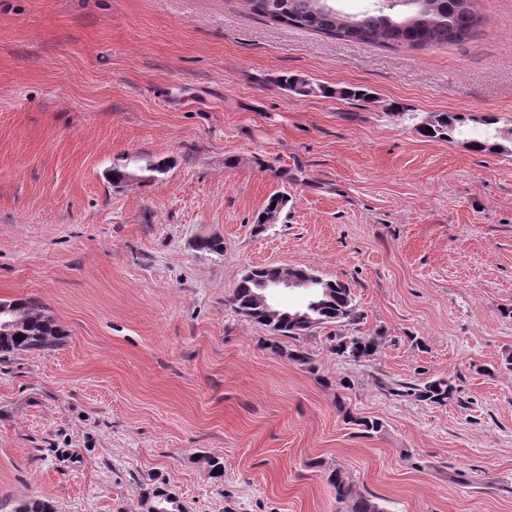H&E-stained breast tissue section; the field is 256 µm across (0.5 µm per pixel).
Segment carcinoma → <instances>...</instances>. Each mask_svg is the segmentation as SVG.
I'll use <instances>...</instances> for the list:
<instances>
[{
    "instance_id": "cac0c4a2",
    "label": "carcinoma",
    "mask_w": 512,
    "mask_h": 512,
    "mask_svg": "<svg viewBox=\"0 0 512 512\" xmlns=\"http://www.w3.org/2000/svg\"><path fill=\"white\" fill-rule=\"evenodd\" d=\"M334 0H245L249 10L270 22L293 28L312 30L328 38L353 43L384 44L393 47L426 49L440 44L461 43L469 40L480 26L482 18L474 9L475 0H379V5L359 16H348L333 6ZM284 89L299 96L328 89L303 77L291 75L280 78ZM465 117L460 114L441 112L432 114L422 122L419 133L430 139L447 141L460 132ZM432 132H427V129ZM477 152H506L508 146L498 141V136L486 133L472 141ZM255 283L241 278L234 296V310L264 326L270 332L295 339L320 325L342 320L354 321L355 311L351 289L339 282L316 285L317 309L311 312L314 324L296 318V309L288 308L281 313L289 315L279 319L255 303ZM12 310V331L0 334V359L18 353H35L53 347L63 329L48 314L40 299L29 296L6 300ZM330 350L341 356L359 359L376 353L378 342L372 336H334L330 338ZM275 355L305 364L308 357L298 351H290L273 340L265 345ZM399 396H414L422 401L442 403L448 399L450 386L445 380L432 381L421 388L406 383L394 389ZM328 483L336 491V499L345 504L347 512H383L373 500L356 493L351 482L340 469L331 471ZM14 512H55L54 505L46 500L30 499L20 502Z\"/></svg>"
}]
</instances>
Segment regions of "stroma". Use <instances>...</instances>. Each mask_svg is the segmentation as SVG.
Masks as SVG:
<instances>
[{"instance_id": "obj_1", "label": "stroma", "mask_w": 512, "mask_h": 512, "mask_svg": "<svg viewBox=\"0 0 512 512\" xmlns=\"http://www.w3.org/2000/svg\"><path fill=\"white\" fill-rule=\"evenodd\" d=\"M476 9L468 41L412 50L243 0H0V299L65 331L0 362V512H146L155 486L185 512H345L337 468L384 512H512V153L469 145L487 114L512 139V0ZM435 112L462 134L421 136ZM269 264L352 292L358 322L281 338L308 363L232 307ZM351 334L377 353L333 354ZM436 379L447 402L390 392ZM279 80L282 83L284 89L299 96H309L316 94L317 92L327 94L328 92L327 88L314 84L308 79L295 75L281 76ZM330 350L341 357L359 359L373 356L378 342L373 336H334L330 339Z\"/></svg>"}]
</instances>
